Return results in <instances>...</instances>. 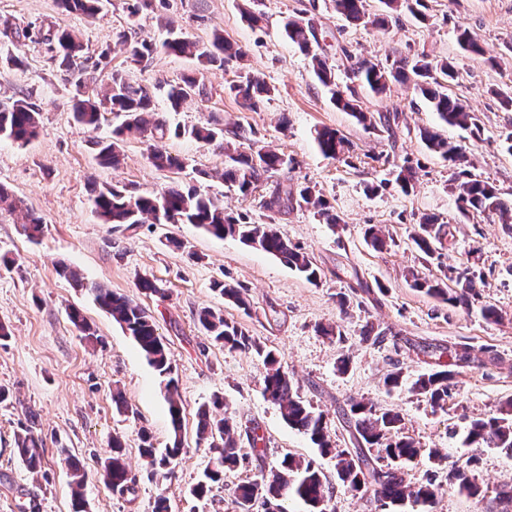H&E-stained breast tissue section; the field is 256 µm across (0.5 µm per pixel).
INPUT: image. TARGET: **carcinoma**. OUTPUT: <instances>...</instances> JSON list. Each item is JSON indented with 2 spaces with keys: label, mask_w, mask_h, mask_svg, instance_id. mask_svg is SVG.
Here are the masks:
<instances>
[{
  "label": "carcinoma",
  "mask_w": 512,
  "mask_h": 512,
  "mask_svg": "<svg viewBox=\"0 0 512 512\" xmlns=\"http://www.w3.org/2000/svg\"><path fill=\"white\" fill-rule=\"evenodd\" d=\"M382 3L386 10L374 22L383 27L400 25L404 12L416 19L424 18L420 10L423 0H382ZM60 6L68 13L93 15L100 10L101 0H60ZM334 8L337 14L356 25L365 22L367 17L365 0H334ZM284 32L288 40L311 59L316 79L329 90L336 108L350 113L358 123L364 126L372 123L371 116L362 108L360 90L382 95L393 83H410L415 93L429 103L444 124L469 131L473 139L480 137L482 129L475 113L445 93L444 83L454 79L456 74L452 62L435 64L427 56L421 55L399 57L384 65L355 57L343 47L342 54L351 64L345 71V80L338 84L336 65L321 46L320 34L311 22L290 18L284 24ZM41 37L49 50L55 53L59 67L73 76L75 84H87L86 73L80 62L83 44L78 35L62 26H53L41 31ZM457 40L466 52L480 56L486 54V50L464 26L458 27ZM118 41L127 46L129 58L136 64L152 57L156 50V46L147 40L130 41L124 32L119 34ZM161 47L169 54L194 58L203 68L216 64L222 66L226 60H241L246 56L244 50L234 47L218 33L213 34L207 45L174 35L164 40ZM228 92L241 101L243 108L254 112L259 108L260 101L270 95L271 88L260 75L248 71L239 81L228 86ZM206 95L205 85L191 76L182 78L166 91L167 100L174 109L191 96L202 99ZM104 103L110 106L111 112L126 117L124 123L112 131V140L100 143L99 157L108 165L119 164V141L124 133L133 130L148 131L160 142L170 134L177 137L188 134L205 142L224 136V128L216 126L170 129L165 120L155 116L153 95L149 89L131 83L119 71L112 72L111 81L102 94H91L77 101L75 118L86 126L97 127L100 105ZM37 128L38 112L26 100L15 99L0 107V137L26 143L36 134ZM419 135L428 151L453 163L452 181L456 183V201L462 213L473 211L496 215L505 223L512 220V202L504 201L493 187L473 177L466 169L467 146L451 142L429 129L421 130ZM316 143L321 153L331 159L343 156L348 146L344 137L330 128L317 132ZM286 166L288 160L270 145L254 142L247 152L224 149V182L244 197L252 194L260 181L272 177ZM395 182L405 193L413 190V167L408 164L397 167ZM295 202L312 207L327 223H337L336 216L330 213L329 204L315 187L297 189L286 180L272 182L268 194L261 201V207L275 214ZM92 203L98 216L107 224L132 227L149 220L154 224H194L217 238L237 237L247 246L279 257L310 282L320 278V272L310 257L275 225L254 224L242 214L229 213L219 201L194 188L184 191L172 187L159 195H132L113 187H104L95 192ZM442 227L443 223L434 215L420 217L413 242L425 256H443L435 247V244L442 243ZM23 231L30 240H37L43 231L41 218L28 213ZM457 282L461 283V289L455 291L448 288L442 279L430 278L422 273L413 275L414 287L444 302L467 305L469 297L476 294L475 278L463 272L458 274ZM216 288L225 300L239 308H248L241 289L224 282L216 283ZM91 292L99 305L130 331L148 364L166 378L165 398L172 425L170 442L165 453L158 457L147 432H141V441L144 454L150 458V466L169 473L181 453L183 410L177 382L172 377L167 347L158 335L152 317L138 303L100 285L92 286ZM198 323L205 335L216 344L233 349L253 348L262 352V348L241 325L224 319L219 313L204 310L198 316ZM264 363L265 394L280 406L289 427L309 436L321 456L336 459L338 482L363 497L371 496L375 501L391 507V512H405L404 507L408 503L419 507L420 512H432L438 493L435 476L429 475L414 486L405 483L404 466L421 456L423 449L411 437L403 435L398 413L369 402H351L348 421L354 447L334 448L327 435L323 414L316 412L303 400L293 387L288 373L278 365L273 351L265 352ZM454 379V371L442 364L439 369L419 376L412 383L411 390L423 395L432 408L443 409L452 397ZM199 419L201 438L209 441V447L217 449L218 455L213 467L204 471L191 490V494L198 499L207 496L213 486L224 484L226 474L236 470L243 460L237 441L238 426L229 412L214 414L204 407L199 411ZM465 442L477 447L502 448L512 452V402L500 408L496 415L471 421ZM16 445L18 455L29 470L42 467V440L32 430L27 428L18 435ZM470 467L469 461L463 465L451 463L448 466V480L457 483L460 491L468 496L476 497L482 493V489L470 474ZM104 480L111 489L121 492L133 491L136 484V478L129 476L126 469L123 444L118 437L112 438L110 454L104 465ZM72 485L74 512H85L82 492L84 475L77 469L73 470ZM292 498L309 506V512H325L332 495L324 473L314 461L287 454L276 464L261 469L258 478L236 485L232 503L236 512H251V507L257 502L264 507V512H288L285 503Z\"/></svg>",
  "instance_id": "carcinoma-1"
}]
</instances>
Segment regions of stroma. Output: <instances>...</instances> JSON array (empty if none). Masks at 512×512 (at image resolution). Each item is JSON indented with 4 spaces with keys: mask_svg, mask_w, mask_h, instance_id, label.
I'll return each mask as SVG.
<instances>
[{
    "mask_svg": "<svg viewBox=\"0 0 512 512\" xmlns=\"http://www.w3.org/2000/svg\"><path fill=\"white\" fill-rule=\"evenodd\" d=\"M131 0H104L95 16L62 12L58 0H0V26L37 31L55 21L76 32L84 45L83 62L97 85L109 83L113 70L154 88L196 73L209 92L207 101L190 99L170 110L164 99L156 109L169 124L189 128L218 124L254 129L257 140L284 154V171L292 185H314L338 221H325L306 206L293 205L279 214L261 208L268 191L260 184L244 197L228 188L219 173L224 151L218 143L190 136L163 140V149L184 163L183 169L155 168L149 156L150 134L126 133L119 167L101 162L97 142L109 140L119 116L103 112L97 128L73 117L75 87L43 43L32 38L12 43L0 36V104L24 98L39 114V130L28 143L0 138V184L24 207L0 213V254L13 260L0 267V325L9 331L0 341V512H73L69 468L86 479L87 512H153L158 496H166L170 512H235L232 490L255 479L261 467L284 453L315 459L331 483L335 512H383L379 503L360 497L336 480L334 459L319 456L310 440L288 427L278 405L264 395L265 367L255 352L211 343L198 327L197 314L210 308L242 324L272 349L300 395L325 415L336 447L350 445L347 413L351 400H364L398 411L405 435L425 450L404 469L407 483L435 473L440 486L434 512H505L497 488L512 481V455L497 448H469L459 437L474 419L496 414L512 400V224L484 214H462L450 189L447 162L431 154L419 137L429 128L454 142L467 131L443 125L415 95L412 86L396 83L390 92L362 91L364 111L376 116L373 126L359 124L330 102L316 80L309 58L289 43L283 20H312L324 47L335 56L337 72L354 55L386 62L401 56L427 55L451 60L456 69L450 96L476 113L483 128L470 148V170L506 200L512 199V154L503 146L512 132V110L502 96L512 95V0H425L429 23L403 18L386 29L352 24L338 15L332 0H152L147 10L131 15ZM261 11L263 28H251L245 7ZM467 27L488 56L463 51L458 26ZM162 42L174 31L201 43L213 33L242 47L245 62L197 69L193 60L164 52L144 65L130 62L117 35ZM18 54L15 67L10 54ZM249 68L262 74L273 92L259 109L241 108L226 86ZM398 113L395 132H387L379 116ZM338 130L350 142L348 157H324L314 137L322 128ZM416 167L418 180L410 194L393 182L397 165ZM377 184L376 193L365 190ZM117 185L137 194H159L171 186L196 188L220 200L226 211L249 214L258 224H277L321 269L311 283L277 257L227 237L215 238L192 224L103 223L93 212L95 189ZM41 217L44 232L32 242L23 232L26 210ZM440 218L451 232L452 263L469 270L481 285L469 307L455 306L414 288L410 270L440 275L435 260L425 259L412 235L421 215ZM376 225L386 245L367 244L365 230ZM77 270L84 287L60 275V266ZM149 277L161 294L143 293L140 277ZM241 288L250 303L241 309L225 301L215 281ZM104 284L134 299L156 323L178 378L183 408L182 453L174 472L155 475L141 454V431L157 449L171 436L163 384L142 357L129 333L94 300L91 285ZM350 299L340 309V295ZM494 308L488 320L483 308ZM78 310L92 328L86 337L69 319ZM339 326L342 336H321L320 326ZM380 338L363 341L365 324ZM468 347L469 364L457 367L455 393L445 409H435L410 390L418 375L434 370L427 350L438 347L445 360ZM350 358L339 371L341 355ZM401 373L398 389L388 390L385 377ZM121 390L131 408L119 411L112 401ZM222 397L239 428L258 426L263 434L262 459L248 458L205 499L191 490L215 457L197 436V412ZM38 435L45 448L40 470L21 461L15 438L23 429ZM124 444L126 462L135 475L134 493L108 488L101 479L113 438ZM437 448L449 460L474 459V474L483 489L478 497L461 492L446 469L427 455Z\"/></svg>",
    "mask_w": 512,
    "mask_h": 512,
    "instance_id": "obj_1",
    "label": "stroma"
}]
</instances>
